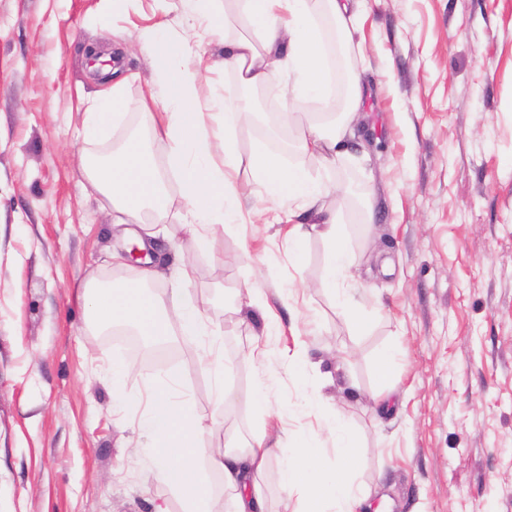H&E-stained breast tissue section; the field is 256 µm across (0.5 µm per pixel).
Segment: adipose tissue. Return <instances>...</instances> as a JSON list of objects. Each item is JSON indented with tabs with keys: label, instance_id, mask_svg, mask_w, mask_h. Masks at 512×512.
Listing matches in <instances>:
<instances>
[{
	"label": "adipose tissue",
	"instance_id": "obj_1",
	"mask_svg": "<svg viewBox=\"0 0 512 512\" xmlns=\"http://www.w3.org/2000/svg\"><path fill=\"white\" fill-rule=\"evenodd\" d=\"M213 0H197V12L210 29L226 27L229 20L245 22L247 31L224 40V68L231 71L240 90L228 98L220 112L210 111L196 97L205 78L199 44L192 37L172 39L158 33L142 35L156 82L164 92L161 111L149 113L155 137L171 142L169 166L180 179V193L192 217L186 230L192 249L206 251L215 225L230 223L239 214L234 181L248 168L264 194L293 206L288 219L293 243L307 233L324 241L329 261L321 286L337 299L341 314L356 328H364L362 312L344 284L350 259L343 230L335 214L318 203L328 188L301 166L284 163L280 154L258 150L249 156L238 151L231 131L245 124L253 110L245 90L267 84L281 70L294 78L305 95H327V53L319 21L320 11L332 19L338 41L352 37L355 13L351 0H231L233 7L215 10ZM363 99L360 81L348 79L345 112L332 130L310 124L303 128L299 147L322 165L335 163L341 154L342 134L355 117ZM124 101L120 85L102 94L85 111L83 134L95 137L109 122L119 120ZM91 186L107 195L118 212L135 218L142 211L163 214L166 189L155 156L137 136L103 161L89 168ZM155 271H145L134 284L115 282L86 287L85 305L100 328L127 325L147 341L165 345L177 336H204L207 325L199 310L183 297H170L152 288ZM175 376L153 384L148 410L139 420L146 439L144 454L158 480L178 500L180 512H214L209 473L223 478L225 512H269L265 475L272 460L281 463L280 488L297 500L295 512H358L364 502L361 488L352 479L354 436L336 416H325L324 428L336 439V460L325 466L321 449L271 446L263 434L236 433L225 438L221 451L205 445L215 419L197 416L175 396ZM157 504L155 512H171L170 502Z\"/></svg>",
	"mask_w": 512,
	"mask_h": 512
}]
</instances>
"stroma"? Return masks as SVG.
Returning <instances> with one entry per match:
<instances>
[{
    "label": "stroma",
    "instance_id": "stroma-1",
    "mask_svg": "<svg viewBox=\"0 0 512 512\" xmlns=\"http://www.w3.org/2000/svg\"><path fill=\"white\" fill-rule=\"evenodd\" d=\"M187 0H0V512H154L167 488L139 449V407L115 412L112 370L130 372L128 390L176 371L178 398L194 413L213 409V377L198 347L180 356L136 357L115 330L93 332L78 292L121 279L113 252L126 232L154 259L181 265L180 280L223 338L227 402L211 448L228 430L264 429L269 444L311 441L326 462L335 450L320 427L340 416L355 433L356 481L368 512H512V0H369L350 45L337 59L364 89L346 154L323 168L294 146L299 127L331 125L343 103L293 95L279 77L262 87L253 125L236 127L242 155L289 146L286 163L306 167L343 195L321 203L343 225L351 262L348 287L368 322L354 329L320 283L327 249L318 236L288 254L287 204L264 198L249 172L236 188L244 211L267 223L216 227L210 251L170 255L185 244L186 206L169 146H150L167 189L164 217L115 223L111 201L91 190L84 160L148 133L161 109L137 42L147 29L187 35ZM212 72L200 100L223 98V31H200ZM118 57L126 116L95 138L83 112L112 75L92 68L88 48ZM262 289L280 316L265 360L248 359L261 320L243 319L239 293ZM294 288L286 302L280 290ZM306 348L318 371L288 375V351ZM398 358L383 410L379 359ZM273 379V414L246 403L254 384ZM319 395L321 413L302 393Z\"/></svg>",
    "mask_w": 512,
    "mask_h": 512
}]
</instances>
